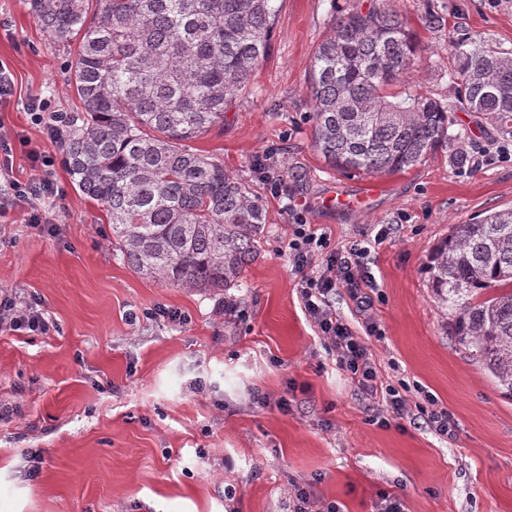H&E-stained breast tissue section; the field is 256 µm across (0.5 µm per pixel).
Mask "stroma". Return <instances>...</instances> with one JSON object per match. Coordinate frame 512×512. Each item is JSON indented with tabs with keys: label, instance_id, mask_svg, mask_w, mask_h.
I'll list each match as a JSON object with an SVG mask.
<instances>
[{
	"label": "stroma",
	"instance_id": "1",
	"mask_svg": "<svg viewBox=\"0 0 512 512\" xmlns=\"http://www.w3.org/2000/svg\"><path fill=\"white\" fill-rule=\"evenodd\" d=\"M372 0H275L270 51L223 127L195 146L224 161L266 210V237L239 287L190 291L131 270L113 251L101 206L73 189L60 144L32 125V97L73 112L69 51L52 43L23 0H0V63L15 80L0 107L14 175L28 153H52L56 232L22 211L0 220V292L38 303L48 333L0 329V512H291L304 485L342 512H376L385 496L404 512H512V397L454 345L425 272L454 224L512 205V161L455 171L447 152L406 172L342 174L314 148L308 73L335 16ZM425 50L410 84L440 100L448 38L512 54V0H395ZM439 19L425 28V13ZM470 154L501 138L476 114L453 113ZM273 153V194L256 169ZM297 222L336 246L396 230L366 261L379 285L369 348L390 384L428 392L454 423L453 438L422 417L380 426L328 355L299 297L288 257ZM236 299L241 315L223 309ZM176 309L183 322L157 316ZM137 322H129V313ZM264 403H257V396ZM287 410H280V399ZM234 486L227 498L224 489Z\"/></svg>",
	"mask_w": 512,
	"mask_h": 512
}]
</instances>
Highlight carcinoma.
Here are the masks:
<instances>
[{
  "mask_svg": "<svg viewBox=\"0 0 512 512\" xmlns=\"http://www.w3.org/2000/svg\"><path fill=\"white\" fill-rule=\"evenodd\" d=\"M54 42L75 47L65 162L79 195L103 207L112 250L136 273L214 292L240 282L265 239L262 199L191 142L224 125L266 56L274 0H25ZM454 99L406 81L422 55L393 0L336 19L310 73L313 143L341 173L404 172L447 149L465 168L450 112L512 136V56L450 37ZM426 272L455 341L512 397V206L454 225Z\"/></svg>",
  "mask_w": 512,
  "mask_h": 512,
  "instance_id": "carcinoma-1",
  "label": "carcinoma"
}]
</instances>
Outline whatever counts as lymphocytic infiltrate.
<instances>
[{
  "label": "lymphocytic infiltrate",
  "mask_w": 512,
  "mask_h": 512,
  "mask_svg": "<svg viewBox=\"0 0 512 512\" xmlns=\"http://www.w3.org/2000/svg\"><path fill=\"white\" fill-rule=\"evenodd\" d=\"M12 151L10 139L0 134V179L5 188L0 191V211L8 208L27 210L33 224L52 223L49 209L40 207L42 198L55 194L52 174L56 164L54 155L38 150L29 151L31 174L27 181H19L11 175L9 157ZM370 248L364 241L336 247L327 233L317 232L310 224L297 223L288 241V255L293 268L300 272L299 294L306 314L318 329V335L327 351L336 358L339 369L346 372L361 393L374 404L372 420L380 425L391 419L404 418L418 412L426 415L432 430L450 437L454 427L447 411L436 408L432 396H425L419 403H412L408 395L396 386L382 385L367 340L380 335L381 330L371 312V290L377 282L369 271L365 258ZM349 289L363 316L360 329L337 316L329 297L338 288ZM14 331L45 332L49 322L34 303H22L16 297L0 296V327Z\"/></svg>",
  "instance_id": "1"
}]
</instances>
